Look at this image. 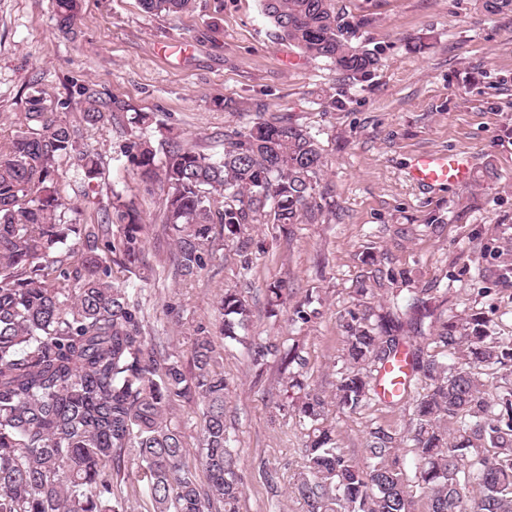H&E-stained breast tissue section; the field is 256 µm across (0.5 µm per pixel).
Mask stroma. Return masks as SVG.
Segmentation results:
<instances>
[{
  "label": "stroma",
  "mask_w": 512,
  "mask_h": 512,
  "mask_svg": "<svg viewBox=\"0 0 512 512\" xmlns=\"http://www.w3.org/2000/svg\"><path fill=\"white\" fill-rule=\"evenodd\" d=\"M338 5L373 20L362 38L381 62L359 80L277 38L261 0H194L187 12L156 16L139 0H81L72 40L57 28L53 0H0V136L35 84L50 111L70 121L83 109L81 84L152 116L143 132L124 117L81 129L103 175L86 186L69 173L63 188L93 224L113 191L134 200L148 226L149 281L137 294L153 342L189 358L196 329L214 321L217 301L235 289L252 309L250 340L297 345L304 384L327 396L343 364L340 321L358 303L402 306L431 285L442 315L490 309L498 335L512 336V284L480 275L512 260V13L487 14L480 0ZM258 118L292 120L318 141L325 168L315 220L255 225L246 252L219 239L196 276L172 275L163 196L133 175L127 143L142 133L156 142L173 136L210 154L225 131ZM432 151L466 154L469 183L425 189L411 181L412 156ZM435 213L443 224L429 225ZM276 281L288 301L273 316L265 292ZM308 299L319 313L302 323L294 310ZM224 376L245 490L240 512H304L294 485L308 426L283 409L297 395L287 372L274 359L256 372L248 347L229 341ZM409 413L377 399L354 411L329 406L323 424L362 466L367 428L404 431ZM134 459L126 449L116 493L130 512H154ZM263 467L275 473L277 491L260 478Z\"/></svg>",
  "instance_id": "35a3bbf8"
}]
</instances>
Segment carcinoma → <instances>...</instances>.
Listing matches in <instances>:
<instances>
[{
	"instance_id": "1",
	"label": "carcinoma",
	"mask_w": 512,
	"mask_h": 512,
	"mask_svg": "<svg viewBox=\"0 0 512 512\" xmlns=\"http://www.w3.org/2000/svg\"><path fill=\"white\" fill-rule=\"evenodd\" d=\"M60 32L77 36L80 0H54ZM149 14H176L192 0H141ZM275 35L307 56L327 60L352 78L376 68L379 51L361 41L371 19L354 18L337 0H262ZM79 124L95 127L128 104L81 86ZM45 92L31 87L14 135L0 140V512H126L106 472L121 475L124 451L136 449L155 512H240L243 480L226 425L216 337L243 341L251 310L235 290L218 304L219 333L200 326L191 369L177 353L159 351L147 336L129 279L147 281L146 225L120 191H112L101 221L87 224L61 195L60 166L87 184L101 175L98 154L78 129L48 111ZM125 156L139 181L164 197L161 222L173 232L176 273L205 265L215 229L238 242L253 224H301L315 218L321 148L288 120L258 121L224 134L221 156L139 139ZM284 284L266 289L270 310ZM433 289L422 288L398 313L370 308L341 320L345 357L334 400L355 410L378 396L381 370L405 354L408 373L390 404L410 399L411 381L429 380L413 400L406 434L381 424L366 432L368 461L347 457L333 429L319 425L328 401L308 389L293 412L311 426L296 490L306 512H414L417 483L429 512H512V336L496 335L486 312L434 316ZM427 335L433 351L403 345L405 325ZM287 369L302 365L294 347L276 342L254 352ZM500 379L489 390L484 377ZM201 405L199 465L184 460V436L171 406ZM410 442L413 475L398 451Z\"/></svg>"
}]
</instances>
